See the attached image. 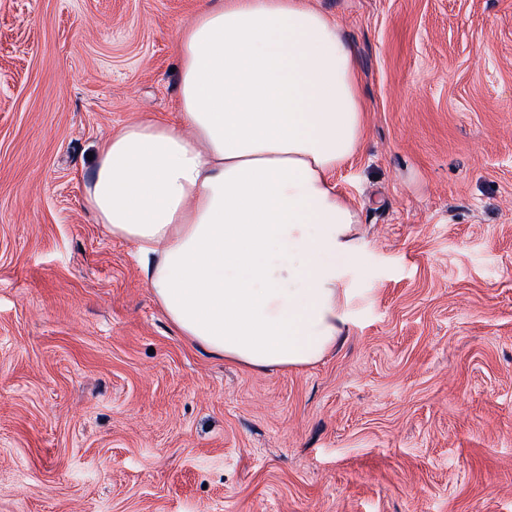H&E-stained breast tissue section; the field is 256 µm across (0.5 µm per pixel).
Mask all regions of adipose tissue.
<instances>
[{"mask_svg": "<svg viewBox=\"0 0 512 512\" xmlns=\"http://www.w3.org/2000/svg\"><path fill=\"white\" fill-rule=\"evenodd\" d=\"M175 50L176 121L100 141L85 204L191 343L313 365L352 323L362 251L334 179L366 135L354 52L310 0H205Z\"/></svg>", "mask_w": 512, "mask_h": 512, "instance_id": "obj_1", "label": "adipose tissue"}]
</instances>
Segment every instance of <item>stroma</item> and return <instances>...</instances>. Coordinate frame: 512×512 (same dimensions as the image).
<instances>
[{
    "mask_svg": "<svg viewBox=\"0 0 512 512\" xmlns=\"http://www.w3.org/2000/svg\"><path fill=\"white\" fill-rule=\"evenodd\" d=\"M203 0H0V512H512V0H313L356 50L354 325L256 372L84 205Z\"/></svg>",
    "mask_w": 512,
    "mask_h": 512,
    "instance_id": "obj_1",
    "label": "stroma"
}]
</instances>
